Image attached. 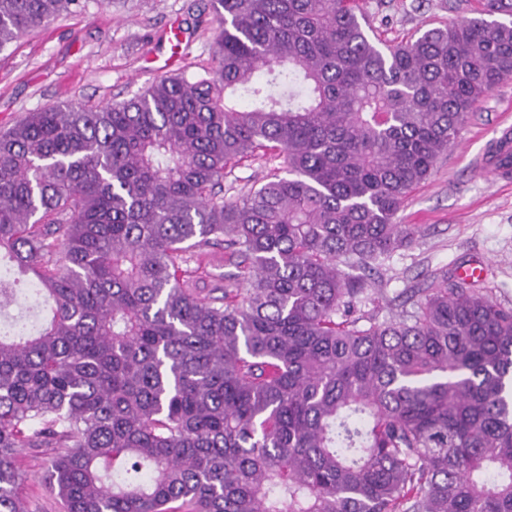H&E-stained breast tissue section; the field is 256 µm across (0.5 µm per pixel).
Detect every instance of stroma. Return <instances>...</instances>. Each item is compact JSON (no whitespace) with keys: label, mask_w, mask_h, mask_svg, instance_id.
<instances>
[{"label":"stroma","mask_w":512,"mask_h":512,"mask_svg":"<svg viewBox=\"0 0 512 512\" xmlns=\"http://www.w3.org/2000/svg\"><path fill=\"white\" fill-rule=\"evenodd\" d=\"M373 42L396 45L419 30L475 17L481 0H357ZM213 13L209 0H90L86 10L62 16L0 52V128L25 113L80 101L105 105L133 97L156 79L180 73L190 79L213 66ZM181 29L180 40L170 32ZM512 125V77L465 115L456 144L414 189L397 214L422 233L396 251L369 279L372 300L364 312L389 320L396 298L439 272L484 263V285L512 307V182L494 166L479 168L500 124ZM266 154L228 166L224 197L232 200L278 174ZM49 449L19 450L17 496L28 512H59L44 477Z\"/></svg>","instance_id":"1"}]
</instances>
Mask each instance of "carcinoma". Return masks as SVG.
I'll use <instances>...</instances> for the list:
<instances>
[{
  "label": "carcinoma",
  "instance_id": "carcinoma-1",
  "mask_svg": "<svg viewBox=\"0 0 512 512\" xmlns=\"http://www.w3.org/2000/svg\"><path fill=\"white\" fill-rule=\"evenodd\" d=\"M211 5L207 75L0 132V512L21 448L61 512H512V308L444 273L361 314L512 76V0L385 48L355 0ZM85 6L0 0V52ZM267 146L286 175L224 200Z\"/></svg>",
  "mask_w": 512,
  "mask_h": 512
}]
</instances>
